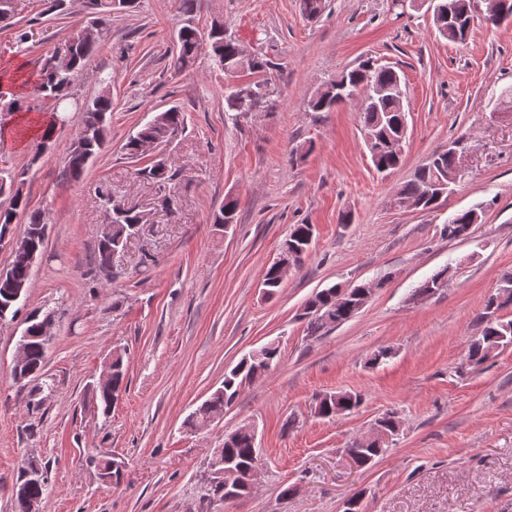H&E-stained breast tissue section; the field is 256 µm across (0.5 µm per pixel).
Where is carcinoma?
Listing matches in <instances>:
<instances>
[{
  "mask_svg": "<svg viewBox=\"0 0 512 512\" xmlns=\"http://www.w3.org/2000/svg\"><path fill=\"white\" fill-rule=\"evenodd\" d=\"M483 0H436L435 8L438 15L433 17V23L439 35L454 43H464L472 31L475 20L482 22L486 18L481 15ZM201 33L193 20H187L177 33L178 53L176 61L184 65L197 56L200 47ZM211 54L214 64L224 70L237 69L238 60L235 59L237 40L224 34V27L212 28L208 34ZM97 47V39L88 38L83 30L76 31L67 48L69 54L68 67L62 68L57 57L50 56L44 59L39 72L30 77L25 74L11 76V82L22 89H26L36 96L48 100L51 105L65 107L72 97L71 88L78 77L84 72L91 56ZM272 62L262 56H255L247 62L246 69L258 75V78L246 81V87L258 89L264 87L267 93L261 96L251 93L245 94L239 89L231 91L225 96L226 107L224 111L234 113L239 117L256 108L265 109L272 105L274 89L271 83L264 78V73L271 69ZM341 81L348 87L370 93L377 87L391 89V94L381 96L370 104L361 107L360 119L364 131L372 133L376 138V145L380 147L377 159L373 160L375 169L380 173H390L398 169L403 162V156L392 152L388 144L406 136L405 115L401 108V99L405 93L399 73L390 66H380L374 62L360 64L357 68L340 76ZM88 102V107L82 113L81 124L89 130L80 146H69L66 155V173L73 179L79 178L89 162L102 150L106 140L107 115L112 112V93L109 84ZM345 101V97L331 88L310 102L314 112H329L336 105ZM20 93L11 87L0 84V109L14 112L21 108ZM184 127V113L172 107L158 113L150 122L143 125L135 135L129 137L124 145L125 154L131 158L139 157L140 144L149 142L155 147L170 143L174 136ZM454 166L451 152L445 148L432 153L427 162L414 173L413 177L404 182L394 197V201L418 199L422 202L421 209L427 210L435 207L433 199L426 196L428 187L433 183L447 180ZM143 175L155 182L165 183L173 179L161 161L156 160L143 168ZM11 195L10 207L0 210V230L6 229L15 223L18 215L26 217L24 234L30 238L32 248L42 253L46 236L47 224L40 212L29 209L28 199L22 189L14 185V180L0 177V193ZM103 200L109 210L114 231L112 241L98 243L96 255V268L101 272L112 269L115 251L121 250L129 237L137 231L138 225L147 223L141 213L133 208H127L120 202L112 199L109 194L103 195ZM477 212L474 210L460 211L448 218L444 228L448 237L465 239L470 235L471 227ZM314 235V226L311 224H295L290 231L285 244L296 247L302 251L297 263H302L304 255L310 247V239ZM33 269L25 257L19 254L13 256L10 263L11 279L0 282V302L9 300V289H26L32 279ZM448 269L443 268L433 274L416 290V294L424 295L436 292L444 287ZM364 288L355 286L351 288L348 296L339 295V287L333 285L316 292L309 298L303 308L302 318L307 320L308 332L313 336H321L329 329L351 320L359 312V298ZM512 305V271L505 272L497 292L490 295L485 301L482 321L485 326L480 335L470 340L468 347V363L476 367L488 359L492 350L504 349L512 345V320L504 321L494 317L497 310ZM31 339L26 342L27 369L36 377L40 374L47 346L39 339V321L28 323ZM279 349L275 345L266 348L261 357L242 359L229 372L224 374L222 386L216 389L211 396L202 402L185 420L189 428H196L209 421L211 416L224 412V406L233 402L238 396L240 388L269 371L277 362ZM128 362L124 357L112 361V379L102 385L99 382L92 384V396L96 402L97 410L107 418L112 412V406L119 399L127 386ZM360 403V397L349 392H336L325 394L315 403V414L320 418H333L354 410ZM259 448L254 436L247 431H234L224 438V448L221 450L222 461L230 464L241 474L247 472L258 463ZM47 491V480L39 484H28L25 475H20L19 484L15 492V512H40L44 495ZM224 499L218 495V490L210 484H202L196 492L198 512H210L211 505Z\"/></svg>",
  "mask_w": 512,
  "mask_h": 512,
  "instance_id": "1",
  "label": "carcinoma"
}]
</instances>
